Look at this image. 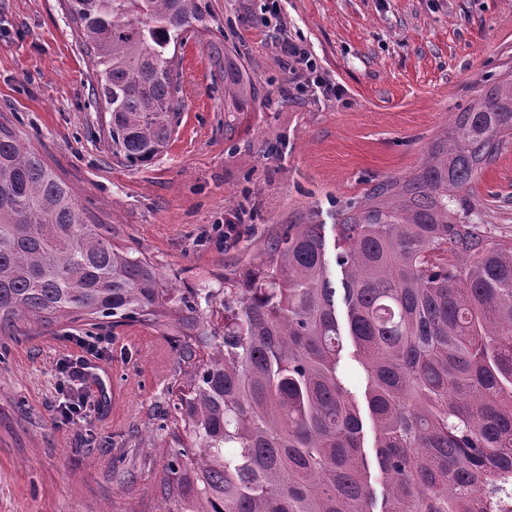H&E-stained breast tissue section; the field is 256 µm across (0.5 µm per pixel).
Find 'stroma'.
I'll list each match as a JSON object with an SVG mask.
<instances>
[{"mask_svg": "<svg viewBox=\"0 0 512 512\" xmlns=\"http://www.w3.org/2000/svg\"><path fill=\"white\" fill-rule=\"evenodd\" d=\"M63 0H0V122L41 154L91 224L116 228L173 287H217L255 261L282 224H317L333 259L345 207L384 180H407L489 77L512 76V0H205L208 30L174 57L181 117L166 151L131 168L112 156L92 95V64ZM343 89L297 98L283 39ZM259 99L224 109V53ZM466 197L475 223L512 237V141ZM238 218L228 237L224 223ZM34 324L0 335V512H161L160 481L183 380L174 336L136 323ZM93 366L87 419L62 414L61 363Z\"/></svg>", "mask_w": 512, "mask_h": 512, "instance_id": "35a3bbf8", "label": "stroma"}]
</instances>
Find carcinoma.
<instances>
[{
  "instance_id": "obj_1",
  "label": "carcinoma",
  "mask_w": 512,
  "mask_h": 512,
  "mask_svg": "<svg viewBox=\"0 0 512 512\" xmlns=\"http://www.w3.org/2000/svg\"><path fill=\"white\" fill-rule=\"evenodd\" d=\"M66 8L109 114L112 156L151 163L179 120L169 52L208 27L206 5ZM256 100L224 55L227 111ZM509 138L504 78L458 113L418 174L349 207L335 257L341 325L319 225H282L222 288H166L150 261L113 244L112 225L86 223L64 181L1 124L0 333L137 322L183 337V434L164 466L173 506L163 512H512V238L487 237L462 196ZM215 307L222 332L203 319Z\"/></svg>"
}]
</instances>
